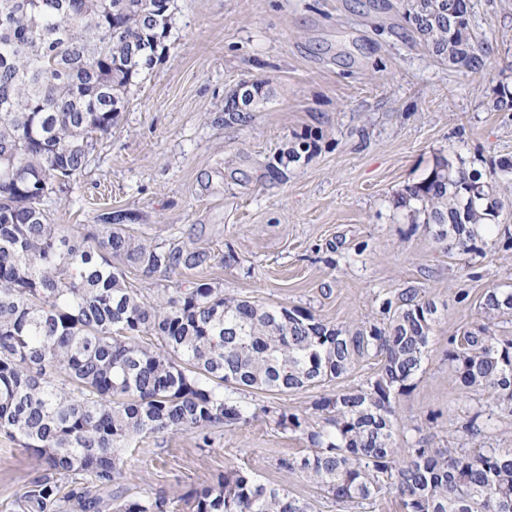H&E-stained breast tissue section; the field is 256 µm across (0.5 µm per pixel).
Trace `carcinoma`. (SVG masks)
<instances>
[{
  "instance_id": "obj_1",
  "label": "carcinoma",
  "mask_w": 512,
  "mask_h": 512,
  "mask_svg": "<svg viewBox=\"0 0 512 512\" xmlns=\"http://www.w3.org/2000/svg\"><path fill=\"white\" fill-rule=\"evenodd\" d=\"M171 0H0V435L43 459L44 473L16 499L21 512H168V500L112 494L121 451L139 438L236 427L253 413L224 389L285 392L331 381L357 359L379 357L366 388L277 414L276 424L312 451L283 458L338 502L399 498L404 512H512V450L403 448L393 400L412 388L437 308L414 289L383 300L387 323L333 328L300 307L227 297L207 283L150 296L127 280L203 269L211 254L164 247L135 234L127 213L107 214L78 235L52 223L46 199L88 164V141L112 132L132 80L154 66L171 27ZM439 0H414L410 19L438 56L485 70L486 39L471 26L470 0L457 22L423 24ZM436 161L396 207L450 252L481 256L512 226L496 175ZM483 323L448 337L461 386L512 414V339L496 319L512 316V290L493 288ZM193 512H313L312 505L243 470L194 495Z\"/></svg>"
}]
</instances>
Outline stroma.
Segmentation results:
<instances>
[{"mask_svg": "<svg viewBox=\"0 0 512 512\" xmlns=\"http://www.w3.org/2000/svg\"><path fill=\"white\" fill-rule=\"evenodd\" d=\"M470 2L472 26L491 46L486 75L429 51L408 18L412 0H174L173 38L132 86L111 133L95 139L82 175L52 195L55 223L77 234L106 212L130 213L152 243L213 257L208 268L171 276L129 271L135 287L207 283L307 309L334 328L382 324L381 301L417 289L435 301L437 322L410 392L394 403L396 439L405 448L471 447L462 425L490 400L463 393L448 339L480 322L487 289H512V250L494 235L483 256L447 251L394 206L437 158L486 173L512 157V110L496 107L512 92V0ZM260 81L264 106L247 122L230 120L226 97ZM378 368L363 359L322 385L239 392L255 418L215 430L207 446L190 433L144 439L127 453L119 488L191 512V495L234 468L314 512H402L391 494L349 508L279 465L311 445L279 427L276 413L367 387ZM43 469L0 436V506Z\"/></svg>", "mask_w": 512, "mask_h": 512, "instance_id": "1", "label": "stroma"}]
</instances>
